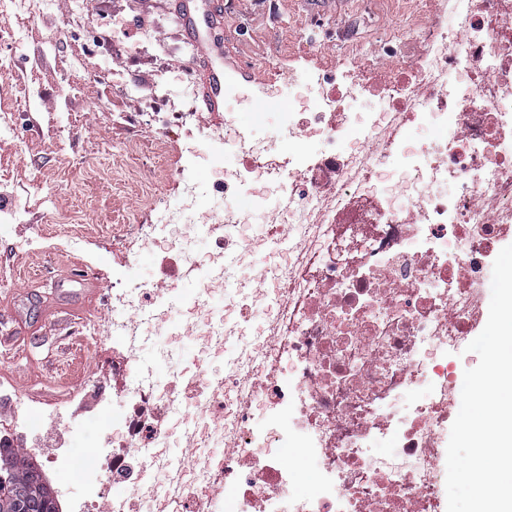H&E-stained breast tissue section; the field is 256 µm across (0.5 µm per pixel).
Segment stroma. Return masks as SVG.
Masks as SVG:
<instances>
[{"instance_id": "obj_1", "label": "stroma", "mask_w": 512, "mask_h": 512, "mask_svg": "<svg viewBox=\"0 0 512 512\" xmlns=\"http://www.w3.org/2000/svg\"><path fill=\"white\" fill-rule=\"evenodd\" d=\"M223 2L228 76L240 87L275 84L284 100L342 62L418 60L422 48L405 50L398 28L435 16L425 0ZM173 8L174 0H25L8 20L20 39L0 42L10 64L0 108L17 113L14 133L0 138V214L21 212L0 230V269L14 290L0 316L29 324L0 343V383L57 412L16 444L59 512H76L84 488L53 467V455L92 457L96 441L113 438L112 345L86 338L94 329L107 337L127 318L112 305L113 288L166 277L164 247L136 253L139 233L167 235L161 216L211 180L214 153L238 161L194 93L195 61ZM173 170L180 179H170ZM75 261L103 285L89 326L79 318L81 295L51 287Z\"/></svg>"}]
</instances>
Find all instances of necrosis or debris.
I'll return each instance as SVG.
<instances>
[{
  "mask_svg": "<svg viewBox=\"0 0 512 512\" xmlns=\"http://www.w3.org/2000/svg\"><path fill=\"white\" fill-rule=\"evenodd\" d=\"M438 6L450 22L400 31L426 45L421 63H380L377 85L371 63L357 61L309 103L273 113V137L236 125L225 102L224 144L241 165L213 163L224 207L197 201L168 240L175 278L209 269L202 294L224 296L184 322L198 355L194 425L175 436L164 423L182 371L119 387L117 451L61 459L82 476L86 505L113 482L127 495L112 512H171L176 501L212 512V488L231 484L224 512H443L442 444L463 384L448 353L469 340L491 297L486 269L512 233V0ZM413 129L432 135L402 138ZM205 233L214 246L201 258ZM278 234L288 252L272 250ZM229 251L242 275L224 290ZM270 293L279 305L260 310ZM112 297L130 311L112 363L125 379L141 305L123 288ZM228 339L248 342L262 367L244 355L213 368ZM258 410L268 418L259 439ZM175 446L187 452L177 469ZM299 458L318 465L305 494L290 491Z\"/></svg>",
  "mask_w": 512,
  "mask_h": 512,
  "instance_id": "1",
  "label": "necrosis or debris"
}]
</instances>
